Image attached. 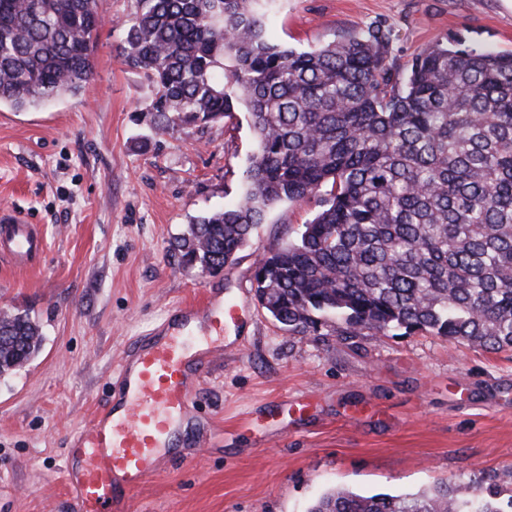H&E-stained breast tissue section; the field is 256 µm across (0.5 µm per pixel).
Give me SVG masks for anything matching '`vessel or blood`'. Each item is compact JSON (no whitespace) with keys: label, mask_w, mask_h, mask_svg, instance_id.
<instances>
[{"label":"vessel or blood","mask_w":512,"mask_h":512,"mask_svg":"<svg viewBox=\"0 0 512 512\" xmlns=\"http://www.w3.org/2000/svg\"><path fill=\"white\" fill-rule=\"evenodd\" d=\"M43 233L24 216L0 214V254L26 261L41 254ZM223 301L179 306L182 322L134 341L118 370L111 399L90 428L67 439L63 476L80 512H130L135 492L159 468L160 449L185 414L205 362L202 338L224 332Z\"/></svg>","instance_id":"b4317fda"}]
</instances>
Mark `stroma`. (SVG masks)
<instances>
[{
  "label": "stroma",
  "instance_id": "35a3bbf8",
  "mask_svg": "<svg viewBox=\"0 0 512 512\" xmlns=\"http://www.w3.org/2000/svg\"><path fill=\"white\" fill-rule=\"evenodd\" d=\"M136 0H105L95 72L79 94L0 107V208L40 225L45 250L0 258V312L39 324L38 355L0 378V512H76L62 473L71 432L104 403L133 337L205 290L242 303L188 421L132 512H307L335 486L416 492L470 481L512 497V350L426 332L294 335L259 307L257 261L293 238L314 200L272 209L223 272L188 273L175 247L242 188L246 110L154 134L150 83L121 61ZM382 25L405 71L438 41L512 53V0H277L273 35L303 49Z\"/></svg>",
  "mask_w": 512,
  "mask_h": 512
}]
</instances>
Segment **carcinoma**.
I'll list each match as a JSON object with an SVG mask.
<instances>
[{
	"instance_id": "1",
	"label": "carcinoma",
	"mask_w": 512,
	"mask_h": 512,
	"mask_svg": "<svg viewBox=\"0 0 512 512\" xmlns=\"http://www.w3.org/2000/svg\"><path fill=\"white\" fill-rule=\"evenodd\" d=\"M122 62L153 87L151 130L203 129L243 105L257 151L245 190L177 240L191 272L216 275L283 202L314 218L269 249L263 309L294 334L336 317L343 332L428 331L512 349V55L436 42L402 77L374 25L297 50L275 42L261 0H137ZM104 0H0V105L25 111L78 94L94 74ZM43 337L0 317V377ZM416 494L343 487L308 512H512L475 481Z\"/></svg>"
}]
</instances>
